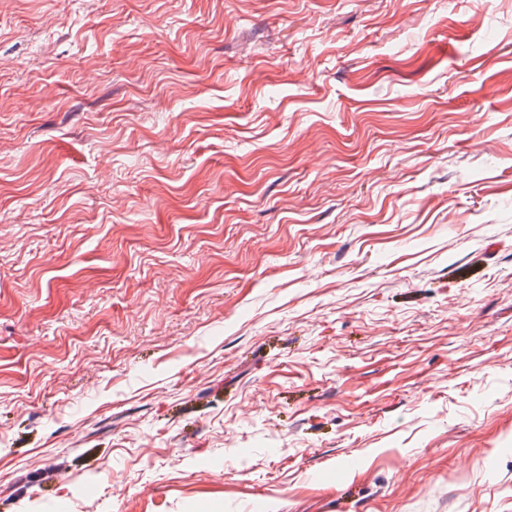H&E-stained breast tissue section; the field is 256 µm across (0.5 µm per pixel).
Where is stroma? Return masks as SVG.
<instances>
[{
	"mask_svg": "<svg viewBox=\"0 0 512 512\" xmlns=\"http://www.w3.org/2000/svg\"><path fill=\"white\" fill-rule=\"evenodd\" d=\"M512 512V0H0V512Z\"/></svg>",
	"mask_w": 512,
	"mask_h": 512,
	"instance_id": "obj_1",
	"label": "stroma"
}]
</instances>
